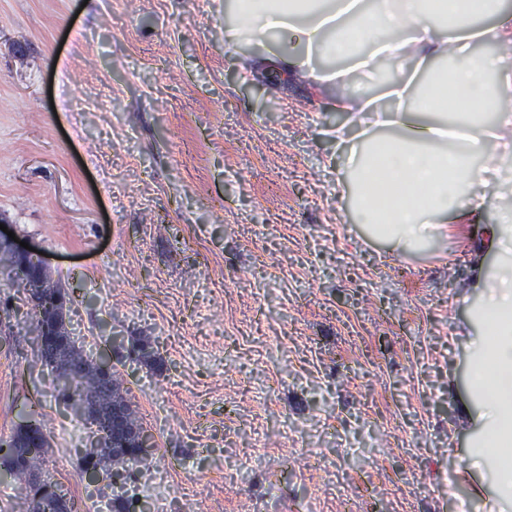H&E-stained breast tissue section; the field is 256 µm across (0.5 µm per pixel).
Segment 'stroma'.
Here are the masks:
<instances>
[{
  "label": "stroma",
  "mask_w": 512,
  "mask_h": 512,
  "mask_svg": "<svg viewBox=\"0 0 512 512\" xmlns=\"http://www.w3.org/2000/svg\"><path fill=\"white\" fill-rule=\"evenodd\" d=\"M235 24L234 0H0V222L41 251L68 329L169 465L141 512L159 494L194 512H498L469 458L470 283L496 272L481 241L512 199L449 213L420 252L371 237L331 131L334 99L378 95L375 77L320 58L317 85L241 82L239 60L280 45L228 44ZM23 296L0 276V430L42 421L44 480L117 512Z\"/></svg>",
  "instance_id": "stroma-1"
}]
</instances>
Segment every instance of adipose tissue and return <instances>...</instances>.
<instances>
[{"label":"adipose tissue","instance_id":"adipose-tissue-1","mask_svg":"<svg viewBox=\"0 0 512 512\" xmlns=\"http://www.w3.org/2000/svg\"><path fill=\"white\" fill-rule=\"evenodd\" d=\"M234 38L299 35L301 50L241 61L242 81L257 67L286 76L313 77L316 58H341L356 69L377 71L382 62L410 56L419 66L448 62L441 79L409 94L387 88L381 105L352 96L335 101L348 121L334 131L345 143L353 127L385 128L365 139L350 160L361 223L380 237L412 250L440 236L448 212L465 216L481 210L480 189L489 173L512 180V71L500 58L481 57L471 45L494 40L512 48V14L498 0H236ZM494 17L493 27L476 20ZM460 89L469 103L459 112L454 101L430 104L439 85ZM488 248L500 271L481 282L478 317L485 336L471 364L473 391L483 399L481 436L472 456L490 470L501 500L512 506V207L500 208L488 225Z\"/></svg>","mask_w":512,"mask_h":512}]
</instances>
